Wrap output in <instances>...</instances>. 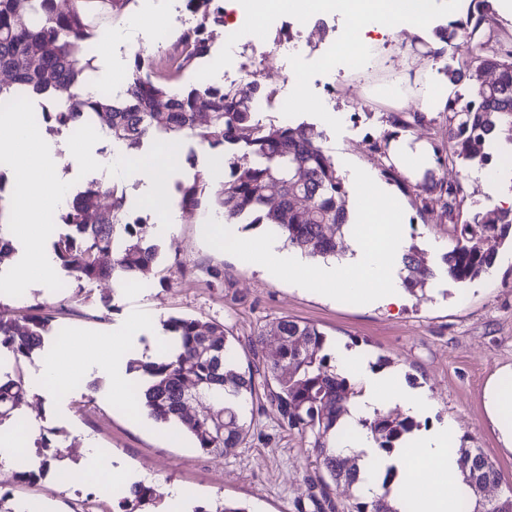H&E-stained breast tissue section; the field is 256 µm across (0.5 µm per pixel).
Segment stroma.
<instances>
[{
	"label": "stroma",
	"mask_w": 512,
	"mask_h": 512,
	"mask_svg": "<svg viewBox=\"0 0 512 512\" xmlns=\"http://www.w3.org/2000/svg\"><path fill=\"white\" fill-rule=\"evenodd\" d=\"M151 5L147 14L132 6L112 26L114 41L108 51L113 70L122 77H129L135 54L163 59L154 37L165 30L172 14L193 19L186 0H151ZM458 11L456 0H441L424 35L395 28L377 44L370 70L343 73L324 60L315 44L288 49L297 29L294 16L285 14L282 5H275L253 29L240 26V11L234 8L225 11L222 24L213 26L207 55L181 79L188 86L203 82L215 62L228 54L232 60L224 85L260 86L263 108L258 116L263 122L314 126L315 110L324 105L342 114L340 125L322 128V148L337 166L350 162L385 181L403 209L408 243L435 272L425 288L409 292L401 308L342 303L266 275L231 254L214 252L203 239L207 213L200 209H177L173 230L158 232V215L136 206L141 181L130 178L115 181L114 189L125 195L129 217H146L147 236L158 247L157 275L121 287L108 281L90 283L70 300L33 288L19 297L1 296L0 310L12 319L27 315L34 304L52 312L53 333L46 339L50 346L61 336L109 342L125 334L135 318L159 327L168 317L188 316L224 325L243 366L261 363L266 354L249 346L257 332L272 329L285 317L314 325L326 344L387 359L388 370L402 373L408 386L427 392L432 404L416 415L419 429L454 423L460 446L482 449L502 473L503 484L486 493L490 499L499 497L512 484V451L488 410L486 393L493 382L512 375V244L498 245L493 267L463 284L449 278L443 256L474 212L497 206L482 181L512 176V152L500 151L494 166L483 168L482 178L471 177L467 167L446 160V112L419 120L418 102L400 109L387 97L389 83L408 68L443 94L468 90V83L448 82L449 70L461 68L467 55L464 35L456 34L446 48L437 35ZM297 72L307 103L295 108L287 100L289 79ZM398 138L437 151L439 159L431 166L434 178L461 184L460 204L446 209L438 191L424 187L423 176L397 170L384 176L386 151ZM179 152L184 162L176 180L197 178L214 185L210 162L215 150L186 138ZM215 270L221 279L212 278ZM103 296L110 297L111 311L98 308ZM22 413L49 444L29 454L28 463L38 472L32 481L10 480L9 469L0 466V493L8 497L7 507L23 500L46 506L48 512H118L119 501L128 494L125 486L105 490L78 474L63 484L55 481L61 459L79 461L83 439L90 436L103 459L126 471L131 481L186 488L185 499L173 506L159 501L158 512H194L198 507L208 512L219 498L240 502L251 512H317L314 500L320 495L323 470L307 438L288 429L264 395L248 399L249 434L227 455L203 452L188 435L173 433L169 426L113 401L106 374L73 382L56 396L24 405Z\"/></svg>",
	"instance_id": "stroma-1"
}]
</instances>
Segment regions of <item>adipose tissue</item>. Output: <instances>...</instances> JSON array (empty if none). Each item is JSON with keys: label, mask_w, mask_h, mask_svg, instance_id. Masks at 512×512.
Returning a JSON list of instances; mask_svg holds the SVG:
<instances>
[{"label": "adipose tissue", "mask_w": 512, "mask_h": 512, "mask_svg": "<svg viewBox=\"0 0 512 512\" xmlns=\"http://www.w3.org/2000/svg\"><path fill=\"white\" fill-rule=\"evenodd\" d=\"M328 4L351 16L359 33L354 44L346 49V56L368 62L377 44V35L389 33L396 20H403L411 34L421 33L430 23L437 8V0H327ZM148 326L139 321L129 336L112 343L111 354H101L88 343L57 345L41 350L38 368L31 379L34 392L49 396L54 390L64 388L72 376L64 361L71 358L81 365L80 375L105 372L112 380V397L124 401L132 349H139L142 360L159 359L164 345L170 344L167 335L150 336L152 344L142 348L141 339ZM148 335V334H147ZM338 372L354 375L362 388L360 395L348 406L345 423L352 435L345 449L346 454L360 455V492L367 497L379 494L381 477L388 465L386 458L376 451L374 438L363 427V420L390 407H400L406 414L416 415L424 410L429 399L417 389L409 387L399 373L384 374L371 371L363 352L336 349ZM458 434L454 426L416 433L411 442L412 455L407 464L397 469V484L391 495L396 505L410 504L414 512H459L460 505L469 496L459 467Z\"/></svg>", "instance_id": "ef3b65f1"}]
</instances>
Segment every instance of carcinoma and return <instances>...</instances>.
<instances>
[{"label": "carcinoma", "mask_w": 512, "mask_h": 512, "mask_svg": "<svg viewBox=\"0 0 512 512\" xmlns=\"http://www.w3.org/2000/svg\"><path fill=\"white\" fill-rule=\"evenodd\" d=\"M136 0H0V72L9 80L0 82V102L17 96L39 95L61 99L56 109H43L41 121L56 133H72L86 122L101 125L112 144L126 150L140 148L155 136L190 135L211 148L226 143H244L252 162L231 158L229 173L219 187L211 189L197 180L180 183L177 191L184 207L202 203L224 212V221L273 227L285 237L289 248L312 259L336 255V239L344 238L349 226V192L345 177L319 144L322 134L308 124H264L257 118L254 102L260 89L202 84L176 89L181 75L194 68L209 51L208 26L224 19L222 0H187L195 23L182 30L173 42L168 74L152 77L154 59L135 54L131 80L114 94L88 82L91 59L89 44L112 22L125 14ZM495 12L489 0H469L464 15L450 23L464 30L470 44L466 71H448L452 85L464 76L491 73L493 78L474 82L465 96L448 95L444 111L451 114L448 126V161H463L484 168L493 160L494 131L502 115L512 116V43L494 35ZM208 114L206 126L197 116ZM279 187L278 197L269 188ZM112 198L105 207L102 199ZM56 223L71 233L53 242L66 288L110 280L115 284L152 271L157 246L147 240L146 224L130 223L126 199L90 182L61 206ZM512 237V207L477 211L465 225L462 238L444 256L448 276L464 283L491 268L495 249L489 242ZM112 254V263L101 261ZM407 288H423L434 271L420 260L412 246L403 256ZM52 315L38 306L23 322L0 316V424L28 401L31 394L21 376L6 371L9 362H19L43 343L52 328ZM164 330L175 341V352L143 365L148 386L137 391L144 397L148 416L157 423H179L204 452L228 454L246 440L249 426L243 421V401L263 389L288 428L306 435L309 446L324 470L323 487L355 488V460L336 454L335 448L351 434L338 428L346 413L349 380L336 372L332 357L323 352L324 334L317 327L287 317L273 332L276 349L263 358L262 368L240 369L224 326L202 323L191 317H170ZM191 380L206 410L189 416L184 410V388ZM362 425L374 435L377 447L391 451L414 421L378 413ZM460 465L473 498L461 508L472 512H512V488L495 500L481 498V485L498 484V469L477 448L460 449ZM394 469L382 479L385 493L373 498L357 495L350 512H397L388 501ZM161 498L155 485L136 483L121 502L123 512Z\"/></svg>", "instance_id": "1"}]
</instances>
